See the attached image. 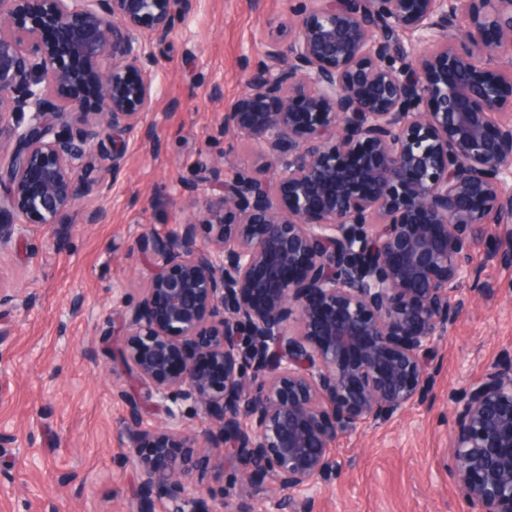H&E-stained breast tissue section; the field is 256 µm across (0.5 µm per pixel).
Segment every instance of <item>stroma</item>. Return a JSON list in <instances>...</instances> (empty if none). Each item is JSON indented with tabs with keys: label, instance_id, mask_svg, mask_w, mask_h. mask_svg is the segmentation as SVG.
<instances>
[{
	"label": "stroma",
	"instance_id": "35a3bbf8",
	"mask_svg": "<svg viewBox=\"0 0 512 512\" xmlns=\"http://www.w3.org/2000/svg\"><path fill=\"white\" fill-rule=\"evenodd\" d=\"M298 0H195L160 66L147 130L127 134L124 167L98 200L97 224L66 218L53 230L31 228L0 258V280L34 297L26 308L0 306V512H129L142 482L127 459L117 389L139 383L112 360L123 335L119 312L138 300L150 272L132 250L144 230L169 232L196 210L180 189L200 154L249 165L259 145L220 128L218 117L247 90L244 58H261L268 37ZM468 289L479 290L430 354L435 384L398 420L338 439L339 474L314 495L313 512H466L448 479L453 394L512 354V260L476 236ZM81 298L82 310L70 303ZM189 489L213 504L264 512L263 492L236 485L232 468L209 449L195 451Z\"/></svg>",
	"mask_w": 512,
	"mask_h": 512
}]
</instances>
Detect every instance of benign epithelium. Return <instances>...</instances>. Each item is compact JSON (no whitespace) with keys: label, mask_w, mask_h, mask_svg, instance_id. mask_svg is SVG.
<instances>
[{"label":"benign epithelium","mask_w":512,"mask_h":512,"mask_svg":"<svg viewBox=\"0 0 512 512\" xmlns=\"http://www.w3.org/2000/svg\"><path fill=\"white\" fill-rule=\"evenodd\" d=\"M193 5L0 0V255L33 226L101 219L78 205L120 173L115 134L147 122L155 49ZM511 59L512 0H300L245 62L221 128L262 144L259 160L226 173L200 155L181 186L197 212L134 239L153 272L121 311L119 356L166 422L142 430L117 391L144 476L132 512H217L186 490L199 446L272 512H305L338 438L428 396L472 241L512 223ZM88 74L99 106L55 100ZM32 299L0 287V304ZM448 460L466 512H512V355L455 397Z\"/></svg>","instance_id":"benign-epithelium-1"}]
</instances>
